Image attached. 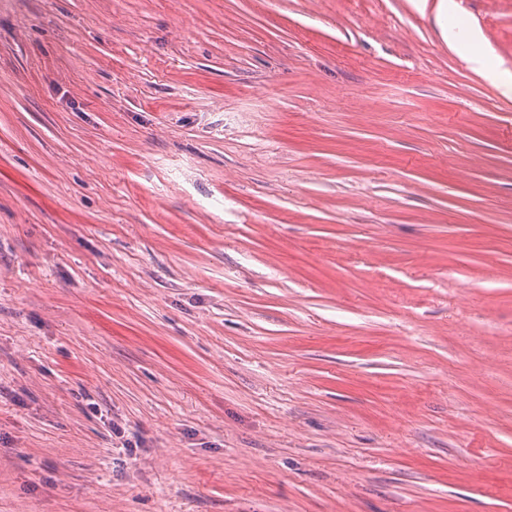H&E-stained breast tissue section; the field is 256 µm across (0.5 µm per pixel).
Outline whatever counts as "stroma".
I'll return each instance as SVG.
<instances>
[{
    "label": "stroma",
    "instance_id": "stroma-1",
    "mask_svg": "<svg viewBox=\"0 0 512 512\" xmlns=\"http://www.w3.org/2000/svg\"><path fill=\"white\" fill-rule=\"evenodd\" d=\"M455 2L0 0V512H512V0Z\"/></svg>",
    "mask_w": 512,
    "mask_h": 512
}]
</instances>
